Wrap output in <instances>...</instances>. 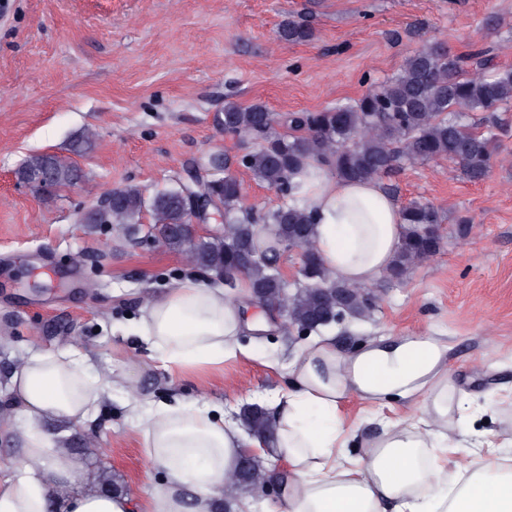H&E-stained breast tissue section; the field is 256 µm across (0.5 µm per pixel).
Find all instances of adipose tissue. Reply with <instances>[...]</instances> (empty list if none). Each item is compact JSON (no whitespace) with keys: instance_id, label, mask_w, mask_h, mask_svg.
<instances>
[{"instance_id":"ef3b65f1","label":"adipose tissue","mask_w":512,"mask_h":512,"mask_svg":"<svg viewBox=\"0 0 512 512\" xmlns=\"http://www.w3.org/2000/svg\"><path fill=\"white\" fill-rule=\"evenodd\" d=\"M300 206L315 217L318 254L336 280L370 284L391 265L403 234V213L375 180L328 177L311 164L301 178ZM253 323L229 303L224 288L195 278L145 305L136 332L167 363L183 369L236 357ZM445 348L406 337L343 354L327 339L308 345L287 367L288 387L273 415L272 447L286 465L279 502L270 512H512V423L500 448L481 463L456 455L462 442L448 415ZM86 354L36 352L15 369L13 404L24 422L20 470L0 479V512H218L224 473L245 446L239 429L211 407L136 403L133 425L149 458L164 471L153 493L133 507L121 494L65 493L78 462L58 438L88 419L99 396L124 379L90 375ZM424 395L429 417L386 421L356 460L346 455L340 413L356 396L370 403Z\"/></svg>"}]
</instances>
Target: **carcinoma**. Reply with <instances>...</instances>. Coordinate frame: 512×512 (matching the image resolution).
I'll use <instances>...</instances> for the list:
<instances>
[{
  "instance_id": "1",
  "label": "carcinoma",
  "mask_w": 512,
  "mask_h": 512,
  "mask_svg": "<svg viewBox=\"0 0 512 512\" xmlns=\"http://www.w3.org/2000/svg\"><path fill=\"white\" fill-rule=\"evenodd\" d=\"M312 38V30L294 21L285 20L278 29V39L286 44ZM508 103H512V68L496 66L485 50L453 55L431 44L406 57L393 78L351 103L280 117L262 103L246 107L226 103L224 134L243 143V152L224 154V176L200 179L195 186L196 191L215 196L224 209V224L216 234L198 238L183 229L188 208L179 185L150 199L137 187L115 188L112 203L90 212L86 223L114 224L134 237L140 232L139 214L149 209L165 245L188 253L196 265L217 277L240 272L252 298L278 306L286 328L307 330L341 312L364 317L371 307L359 294V286L334 280L321 263L313 218L296 201L294 177L311 162L340 179L377 180L405 164L445 159L458 164L468 181L481 182L500 144L495 133L501 128L497 112ZM466 112L483 113L486 130L463 122ZM277 125L289 132H276ZM236 167L288 201L267 214L243 206L244 188ZM42 170L58 188L73 185L78 178L69 159L44 153L29 156L19 174ZM403 217L404 234L385 275L387 281L403 280L441 249L439 231L446 220L441 208L413 201L403 207ZM288 244L304 250L301 283L292 295L277 266ZM242 418L250 434L273 437L268 412L247 407ZM266 470L259 464L252 478L243 479L242 468H235L224 477L225 495L237 498L260 490L257 479Z\"/></svg>"
}]
</instances>
